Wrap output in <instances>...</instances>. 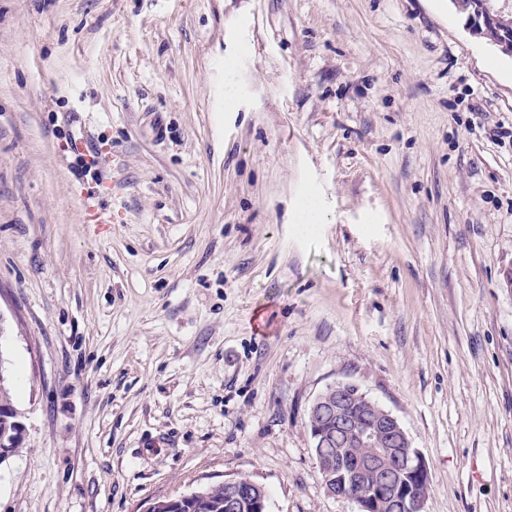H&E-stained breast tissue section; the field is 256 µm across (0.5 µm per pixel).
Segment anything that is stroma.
<instances>
[{
  "label": "stroma",
  "mask_w": 512,
  "mask_h": 512,
  "mask_svg": "<svg viewBox=\"0 0 512 512\" xmlns=\"http://www.w3.org/2000/svg\"><path fill=\"white\" fill-rule=\"evenodd\" d=\"M500 124L512 56L453 0H0V365L25 425L0 512L240 476L269 512H356L308 427L339 382L403 425L425 512H512Z\"/></svg>",
  "instance_id": "stroma-1"
}]
</instances>
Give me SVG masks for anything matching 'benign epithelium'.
I'll return each mask as SVG.
<instances>
[{"instance_id": "1", "label": "benign epithelium", "mask_w": 512, "mask_h": 512, "mask_svg": "<svg viewBox=\"0 0 512 512\" xmlns=\"http://www.w3.org/2000/svg\"><path fill=\"white\" fill-rule=\"evenodd\" d=\"M14 431L0 438V464L22 447L25 426L17 412ZM308 426L319 472L327 492L357 505V512H424L431 477L399 419L351 383L338 382L312 403ZM344 432L350 447L326 448L330 432ZM224 512H268L269 498L261 484L238 477L222 481ZM207 497L206 487L178 496L157 498L143 512H184L186 505Z\"/></svg>"}]
</instances>
